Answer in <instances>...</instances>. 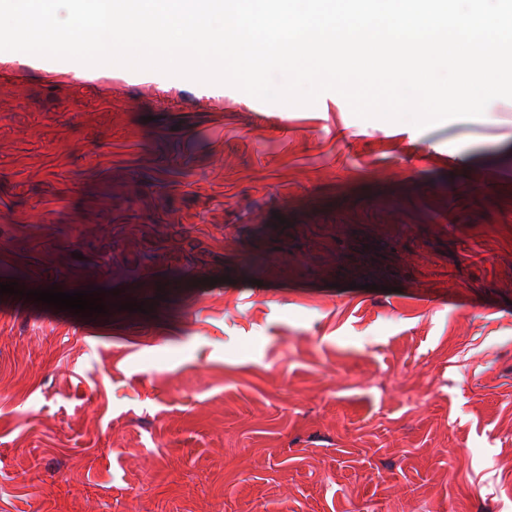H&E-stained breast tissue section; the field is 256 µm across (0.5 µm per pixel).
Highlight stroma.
I'll list each match as a JSON object with an SVG mask.
<instances>
[{
	"label": "stroma",
	"instance_id": "obj_1",
	"mask_svg": "<svg viewBox=\"0 0 512 512\" xmlns=\"http://www.w3.org/2000/svg\"><path fill=\"white\" fill-rule=\"evenodd\" d=\"M0 71V512H512V123ZM145 303L148 313L130 312Z\"/></svg>",
	"mask_w": 512,
	"mask_h": 512
}]
</instances>
